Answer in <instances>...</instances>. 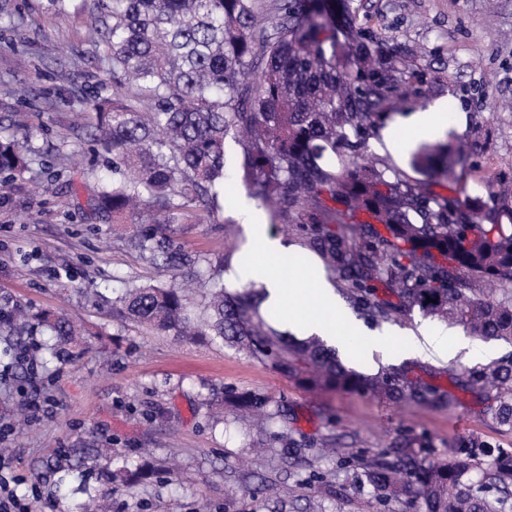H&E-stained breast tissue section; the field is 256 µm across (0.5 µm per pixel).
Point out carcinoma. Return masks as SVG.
Segmentation results:
<instances>
[{
  "label": "carcinoma",
  "instance_id": "1",
  "mask_svg": "<svg viewBox=\"0 0 512 512\" xmlns=\"http://www.w3.org/2000/svg\"><path fill=\"white\" fill-rule=\"evenodd\" d=\"M58 21L74 0H46ZM98 31L112 69V95L91 103L97 140L112 153V179L93 207L135 227L131 247L153 263L179 262L182 277L207 286L201 317L182 287L135 285L118 313L186 340L228 341L314 387L329 384L402 404L452 407L453 394L393 366L375 375L347 368L317 337L285 342L257 306V291L224 288V262L202 271L177 258L175 227L224 196L226 144L240 148L248 197L283 236L300 234L329 274L344 281L353 307L371 320L415 311L461 326L480 340L512 345V224L479 199L421 187L384 163L367 161L377 122L409 103L406 78L389 53L335 0H101ZM31 133L0 136V188L28 170ZM457 152L426 147L412 165L448 187ZM498 287L488 299L480 283ZM432 301H427V298ZM19 333L42 328L58 344L82 335L60 314L8 313ZM454 386L480 400L487 420L512 434V357L451 373ZM241 413L266 415L267 398L239 394ZM410 438L361 459L369 481L398 512H512V448L471 435L446 458L427 463ZM141 472L121 466L112 482L133 490Z\"/></svg>",
  "mask_w": 512,
  "mask_h": 512
}]
</instances>
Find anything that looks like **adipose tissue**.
Here are the masks:
<instances>
[{"label":"adipose tissue","instance_id":"obj_1","mask_svg":"<svg viewBox=\"0 0 512 512\" xmlns=\"http://www.w3.org/2000/svg\"><path fill=\"white\" fill-rule=\"evenodd\" d=\"M248 234L255 260L247 272L230 270L227 280L246 278L262 283L268 291L267 308L291 331L317 334L342 350H351L362 330L339 304L325 273L308 264L298 275H291L282 265L289 252L285 243L270 237L262 224L249 225ZM459 352L475 361L493 356L491 348L462 333L437 329L421 330L408 347L409 355L420 358L444 359Z\"/></svg>","mask_w":512,"mask_h":512}]
</instances>
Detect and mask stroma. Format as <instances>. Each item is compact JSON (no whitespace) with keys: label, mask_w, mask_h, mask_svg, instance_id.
Wrapping results in <instances>:
<instances>
[{"label":"stroma","mask_w":512,"mask_h":512,"mask_svg":"<svg viewBox=\"0 0 512 512\" xmlns=\"http://www.w3.org/2000/svg\"><path fill=\"white\" fill-rule=\"evenodd\" d=\"M45 0H13L22 36L0 25V134L29 126L38 154L0 196V309L62 311L81 321L83 343L48 351L45 332L0 335V425L21 396L35 407L27 434L0 440L17 493L33 512H78L107 496L110 512H390L357 457L405 436L431 441L432 457L476 434L502 446L482 406L461 397L452 410L395 404L359 393L307 388L267 361L218 340H184L143 329L113 307L132 284L173 285L176 269L144 260L128 228L89 207L104 173L89 102L112 91V73L93 43L104 15L77 0L63 22ZM358 26L398 48L426 103L451 104L448 141L464 154L452 196L478 197L512 212V0H354ZM229 172L222 210L178 225L180 252L240 267L248 216ZM397 350L381 359L360 343L346 364L374 374L402 364L399 348L422 326L420 313L388 322ZM269 400L263 427L238 420L220 402L229 393ZM144 468L134 491L111 480L120 466Z\"/></svg>","instance_id":"stroma-1"}]
</instances>
